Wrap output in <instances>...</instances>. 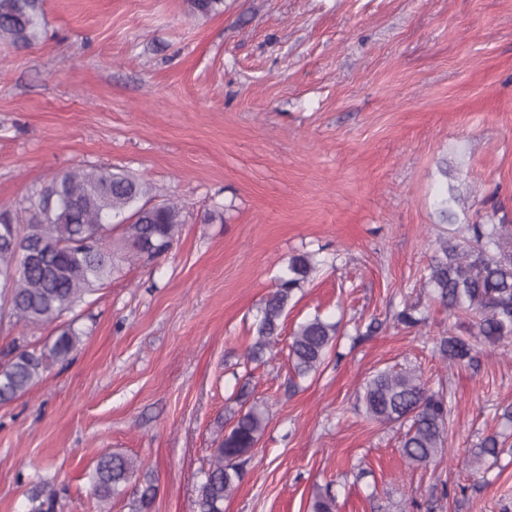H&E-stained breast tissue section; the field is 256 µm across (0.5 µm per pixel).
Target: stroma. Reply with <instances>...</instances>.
I'll list each match as a JSON object with an SVG mask.
<instances>
[{
	"mask_svg": "<svg viewBox=\"0 0 512 512\" xmlns=\"http://www.w3.org/2000/svg\"><path fill=\"white\" fill-rule=\"evenodd\" d=\"M31 47L0 44V206L21 209L56 173L130 172L183 210L170 251L125 262L71 313L81 341L26 394L0 402V512H99L105 453L153 479V512H197L211 448L241 404L269 424L224 512H512L506 431L512 343L472 363L435 351L448 314L420 273L465 222L512 224V0H42ZM447 174H440V165ZM459 197L451 223L436 200ZM316 253L284 321L339 322L319 373L286 353L246 363L252 323L291 255ZM428 318L398 324L405 301ZM378 321V333L357 328ZM56 327L0 319V363L48 351ZM388 365L419 368L456 403L437 464L410 467L398 426L357 395Z\"/></svg>",
	"mask_w": 512,
	"mask_h": 512,
	"instance_id": "1",
	"label": "stroma"
}]
</instances>
